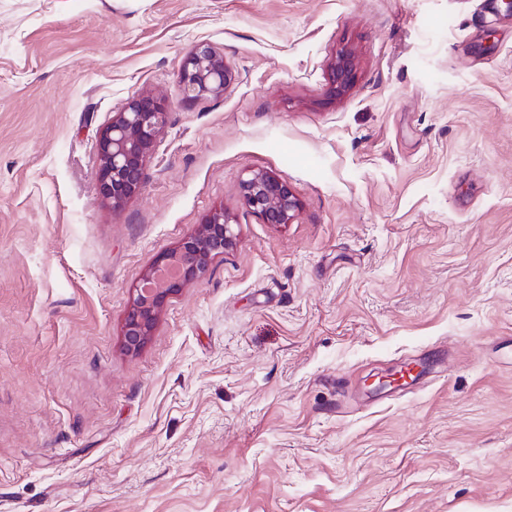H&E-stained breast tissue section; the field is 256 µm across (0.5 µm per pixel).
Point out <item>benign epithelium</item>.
<instances>
[{"mask_svg": "<svg viewBox=\"0 0 512 512\" xmlns=\"http://www.w3.org/2000/svg\"><path fill=\"white\" fill-rule=\"evenodd\" d=\"M354 74V56L340 51L331 66V95H346ZM177 79L182 102L193 103L223 96L234 83L235 74L223 53L208 44H197L184 59ZM169 111L166 101L142 95L113 113L98 139L97 184L104 200L118 206L142 191L146 160L168 124ZM240 186L244 205L264 224H290L299 212V200L288 182L267 171L249 172ZM237 238L236 225L219 208L174 250L158 257L131 299L123 328L128 350L136 351L143 345L167 300L204 275L209 262L232 249Z\"/></svg>", "mask_w": 512, "mask_h": 512, "instance_id": "1", "label": "benign epithelium"}]
</instances>
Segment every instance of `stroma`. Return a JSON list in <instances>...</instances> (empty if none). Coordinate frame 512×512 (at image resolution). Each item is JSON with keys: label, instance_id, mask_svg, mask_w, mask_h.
<instances>
[{"label": "stroma", "instance_id": "1", "mask_svg": "<svg viewBox=\"0 0 512 512\" xmlns=\"http://www.w3.org/2000/svg\"><path fill=\"white\" fill-rule=\"evenodd\" d=\"M201 42L236 80L184 104ZM144 94L170 119L116 208L98 136ZM252 170L292 223L245 208ZM219 207L236 247L127 350ZM0 512H512L501 0H0ZM355 74L354 56L348 50H341L331 66V95L336 99L346 95L353 83ZM240 186L244 205L262 223L289 224L299 212V200L288 182L267 171H250ZM236 226L224 208L215 209L196 232L184 238L174 250L158 257L131 299L123 328L128 350L136 351L143 345L155 327L159 312L172 295L204 275L213 258L224 255L235 246ZM168 269L175 273L159 277L161 271Z\"/></svg>", "mask_w": 512, "mask_h": 512}]
</instances>
